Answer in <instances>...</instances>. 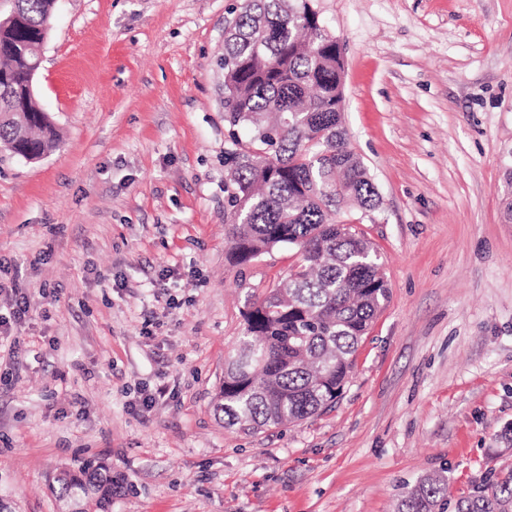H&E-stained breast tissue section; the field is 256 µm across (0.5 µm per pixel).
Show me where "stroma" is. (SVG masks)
Wrapping results in <instances>:
<instances>
[{"mask_svg": "<svg viewBox=\"0 0 512 512\" xmlns=\"http://www.w3.org/2000/svg\"><path fill=\"white\" fill-rule=\"evenodd\" d=\"M231 0H58L37 75L60 146L0 153V512H58L56 470L105 462L112 512H393L512 472V0H312L344 59L343 126L380 206L385 309L335 404L246 435L214 412L247 300L299 260L230 266ZM164 398L135 404L157 386ZM448 479L439 475L407 487L397 503V512H447Z\"/></svg>", "mask_w": 512, "mask_h": 512, "instance_id": "35a3bbf8", "label": "stroma"}]
</instances>
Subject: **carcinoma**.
<instances>
[{"label": "carcinoma", "mask_w": 512, "mask_h": 512, "mask_svg": "<svg viewBox=\"0 0 512 512\" xmlns=\"http://www.w3.org/2000/svg\"><path fill=\"white\" fill-rule=\"evenodd\" d=\"M56 0H10L20 23L0 46V151L48 153L59 134L26 93L41 61ZM224 68V223L227 257L246 265L275 248L300 263L250 302L236 352L226 361L216 410L254 433L304 421L331 406L353 371L359 344L388 299L371 242L336 223L344 201L375 210L380 197L349 148L342 122L343 59L310 0H233ZM9 112L29 117L18 138ZM49 488L64 512H110L122 483L101 465L60 467ZM397 512H448V479L406 488ZM454 512H512V474L458 499Z\"/></svg>", "instance_id": "1"}]
</instances>
